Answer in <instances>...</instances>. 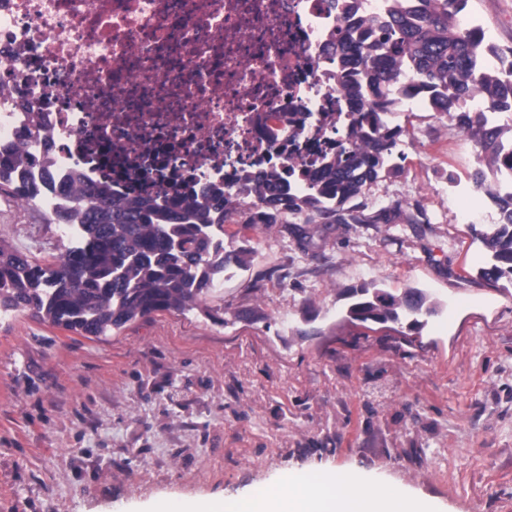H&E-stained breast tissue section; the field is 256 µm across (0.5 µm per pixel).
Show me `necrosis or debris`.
<instances>
[{"label":"necrosis or debris","mask_w":512,"mask_h":512,"mask_svg":"<svg viewBox=\"0 0 512 512\" xmlns=\"http://www.w3.org/2000/svg\"><path fill=\"white\" fill-rule=\"evenodd\" d=\"M382 4L345 18L325 0H0V143L28 125L24 96L41 115L26 155L61 181L114 164L119 197L156 193L157 161L227 180L299 165L347 103L323 46Z\"/></svg>","instance_id":"obj_1"}]
</instances>
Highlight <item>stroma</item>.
I'll list each match as a JSON object with an SVG mask.
<instances>
[{
	"label": "stroma",
	"mask_w": 512,
	"mask_h": 512,
	"mask_svg": "<svg viewBox=\"0 0 512 512\" xmlns=\"http://www.w3.org/2000/svg\"><path fill=\"white\" fill-rule=\"evenodd\" d=\"M468 14L512 46V0ZM402 170L370 208L423 224L225 225L249 267L197 309L95 338L0 315V512H154L245 495L294 474L354 470L434 512H512V282H490L472 230L496 219L468 176L477 148L415 105ZM0 237L44 262L61 227L0 196ZM418 288L422 329L349 323L350 291Z\"/></svg>",
	"instance_id": "35a3bbf8"
}]
</instances>
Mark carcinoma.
I'll return each mask as SVG.
<instances>
[{
	"mask_svg": "<svg viewBox=\"0 0 512 512\" xmlns=\"http://www.w3.org/2000/svg\"><path fill=\"white\" fill-rule=\"evenodd\" d=\"M469 0H384L365 36L342 32L330 50L345 86L349 132L336 150L321 152L299 168L273 165L237 194L212 181L191 178L172 193L116 198L104 185L86 184L80 173L61 193L68 206L53 213L59 224L75 221L82 240L40 264L0 239V313L29 312L82 336H106L155 312L200 308L215 277L245 269L250 249L224 246V225L418 224L415 204L397 202L376 211L369 189L396 176V148L403 129L391 118L402 99L422 97L430 112L447 116L478 148L471 189L485 192L496 174L512 171V126L488 115L512 112V46L482 39L464 26ZM19 146H0V192L28 205L43 187L14 174ZM496 221L481 233L492 263L482 276L512 280V192L492 199ZM436 312L416 289L392 293L362 288L346 310L353 323L371 329L412 319L420 329Z\"/></svg>",
	"mask_w": 512,
	"mask_h": 512,
	"instance_id": "1",
	"label": "carcinoma"
}]
</instances>
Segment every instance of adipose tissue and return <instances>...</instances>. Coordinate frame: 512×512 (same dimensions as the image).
<instances>
[{
	"instance_id": "ef3b65f1",
	"label": "adipose tissue",
	"mask_w": 512,
	"mask_h": 512,
	"mask_svg": "<svg viewBox=\"0 0 512 512\" xmlns=\"http://www.w3.org/2000/svg\"><path fill=\"white\" fill-rule=\"evenodd\" d=\"M195 512H426L402 491L371 483L353 471L289 477L287 484L257 485L245 497L217 498Z\"/></svg>"
}]
</instances>
